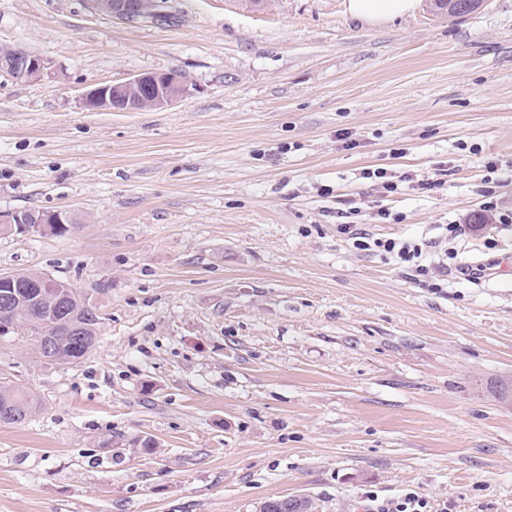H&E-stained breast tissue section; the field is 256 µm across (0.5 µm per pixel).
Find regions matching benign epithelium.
Wrapping results in <instances>:
<instances>
[{"label": "benign epithelium", "mask_w": 512, "mask_h": 512, "mask_svg": "<svg viewBox=\"0 0 512 512\" xmlns=\"http://www.w3.org/2000/svg\"><path fill=\"white\" fill-rule=\"evenodd\" d=\"M94 7L100 11L115 14L128 21H136L151 13V0H93ZM6 67L22 72L26 79H38L43 74L45 62L39 57L29 55L18 46H8L0 54ZM185 79L177 73H146L136 75L116 84H100L82 95V100L90 110L108 112H135L143 107L164 108L173 105L188 94ZM72 218L63 211L50 212L32 220L27 211L0 214V225H7L10 231L26 233L44 224H70ZM22 276L16 273L0 274V299L14 297L13 289L18 287ZM57 279L45 274L34 300L50 303L56 296Z\"/></svg>", "instance_id": "1"}]
</instances>
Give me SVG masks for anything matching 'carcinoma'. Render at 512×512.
I'll return each mask as SVG.
<instances>
[{
  "instance_id": "obj_1",
  "label": "carcinoma",
  "mask_w": 512,
  "mask_h": 512,
  "mask_svg": "<svg viewBox=\"0 0 512 512\" xmlns=\"http://www.w3.org/2000/svg\"><path fill=\"white\" fill-rule=\"evenodd\" d=\"M483 0H433L431 8L439 13L461 16L481 8ZM60 287L70 291L71 298L63 307L53 310L33 308L23 299L6 307L0 306V317L14 322L35 341L45 335L52 337V352L36 351L39 358L49 364L73 363L85 357L96 345L99 317L89 313V304L70 287L61 283ZM40 402L30 389L10 384L0 385V410L9 412L3 422L22 423L38 412Z\"/></svg>"
}]
</instances>
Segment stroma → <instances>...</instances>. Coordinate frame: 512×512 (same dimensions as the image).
<instances>
[{
  "instance_id": "1",
  "label": "stroma",
  "mask_w": 512,
  "mask_h": 512,
  "mask_svg": "<svg viewBox=\"0 0 512 512\" xmlns=\"http://www.w3.org/2000/svg\"><path fill=\"white\" fill-rule=\"evenodd\" d=\"M0 45L46 63L0 76V213L78 220L0 234V272L66 281L100 318L71 364L0 338V382L41 401L0 424V512H374L412 491L512 512V271L460 273L512 254V224L473 221L512 172V0L376 26L347 0H155L134 22L0 0ZM171 71L174 106L82 104ZM440 162L444 186L414 189ZM378 167L413 180L382 196ZM353 207L447 272L356 249L336 231Z\"/></svg>"
}]
</instances>
